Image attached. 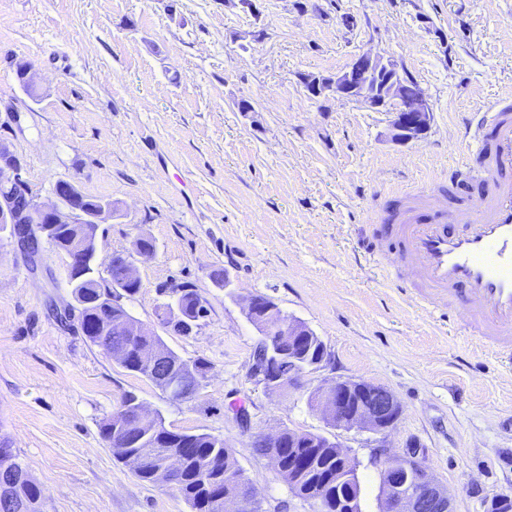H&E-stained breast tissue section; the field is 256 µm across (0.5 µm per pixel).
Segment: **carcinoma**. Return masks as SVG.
Instances as JSON below:
<instances>
[{"label": "carcinoma", "instance_id": "carcinoma-1", "mask_svg": "<svg viewBox=\"0 0 512 512\" xmlns=\"http://www.w3.org/2000/svg\"><path fill=\"white\" fill-rule=\"evenodd\" d=\"M83 273L76 291L82 290L98 295L105 291V286L120 283L121 266L112 262L107 266L108 277L101 276L93 261L84 266H76L71 275ZM183 313L190 319H200V312L206 310L198 291L192 286H179ZM120 318H130L122 308L93 305L83 312L80 321L82 332L94 345L122 356L121 366L136 372L160 388H165L166 381L156 379L144 366L143 352L152 348L167 352V371L186 374L207 373L208 364L203 360L186 361L168 348L161 337L154 336H111L110 324ZM100 434L108 443L114 455L121 460L138 456L145 448L153 449L151 464L134 470L143 482H160V471L176 464L179 481L175 487L191 508V512H219L217 499L223 495L226 480L240 474L233 452L224 444V440L207 433L177 432L168 429L163 419L154 415L142 420L134 407H129L122 425H117L111 417L100 425ZM313 475L306 480L297 479V475L288 472V449L282 451L281 476L285 482L294 483L293 489L301 496L321 498L328 512H336V502L351 505L350 512H360V485L356 476V467H346L336 458V449L318 448L312 454ZM21 465L17 455L7 440H0V476H8L12 470ZM342 471V482L336 483V471ZM13 496L20 505V512H43V496L40 486L25 476L13 487Z\"/></svg>", "mask_w": 512, "mask_h": 512}]
</instances>
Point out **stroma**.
Returning a JSON list of instances; mask_svg holds the SVG:
<instances>
[{"label":"stroma","instance_id":"1","mask_svg":"<svg viewBox=\"0 0 512 512\" xmlns=\"http://www.w3.org/2000/svg\"><path fill=\"white\" fill-rule=\"evenodd\" d=\"M0 0V142L32 190L58 181L112 201L100 262L132 259L128 314L208 379L176 401L93 345L78 321L65 254L30 260L0 229V436L40 485L44 512H191L169 484L140 481L99 431L125 394L166 427L231 448L262 512H317L252 446L287 428L341 443L357 462L360 512H380L375 436L332 427L308 398L334 380L390 389L402 415L388 442L417 440L455 512L512 494V363L484 354L461 320L399 298L372 251L369 212L400 204L462 160L465 121L512 90V0ZM394 59L424 90L428 132L390 137L391 113L310 96L300 77L335 74L364 51ZM37 74L35 92L16 76ZM249 100L253 111L237 109ZM148 237L156 253L137 254ZM231 285L217 286L215 269ZM188 283L208 313L187 335L164 323L166 291ZM305 323L328 358L285 392L250 375L258 332L246 299ZM248 411L241 423L237 407Z\"/></svg>","mask_w":512,"mask_h":512}]
</instances>
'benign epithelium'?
I'll use <instances>...</instances> for the list:
<instances>
[{"label": "benign epithelium", "instance_id": "7a95c632", "mask_svg": "<svg viewBox=\"0 0 512 512\" xmlns=\"http://www.w3.org/2000/svg\"><path fill=\"white\" fill-rule=\"evenodd\" d=\"M411 80L401 74L397 64L381 55L366 51L359 55L345 70L317 91V96L341 97L360 102L365 106L387 110L394 114L391 121L392 136L398 142L419 138L430 127L432 109L423 91L415 88L412 97L404 96V89ZM0 186L17 188L26 206L17 211L15 197L0 196V224L11 227L12 236L20 245L32 250L36 242L32 236L35 225H64L70 230L71 239L66 256L69 265L96 254L91 247L89 224H106L112 219V207L102 204L91 214L85 213L78 203L75 184L60 182L56 186V201L44 203L29 186L24 166L10 149L0 143ZM245 314L256 328L260 339L252 353L251 377L272 392H278L286 384L302 374L319 368L327 360V348L314 360H302L291 355L297 337L306 331L305 325L283 314L277 305L263 296L246 300ZM111 332L123 336H145L144 328L131 321H120ZM288 342V361L293 368L288 377L276 369L281 352L277 345ZM187 380H175L171 391L175 399L185 401L194 398L202 388L198 381L186 386ZM312 405L318 408L328 423L338 429L368 431L379 436L373 464L379 467L387 491L382 501V512H454L448 490L434 477L420 456V444L409 440L403 449L394 451L387 444V437L396 427L402 415L397 397L386 387L362 380H336L313 394ZM282 431L259 436L265 457L275 470H280V441ZM317 443L303 441V436L288 432V470L304 476L308 472L309 456L299 452L301 448H315ZM223 512H244L253 508L251 494L243 482H230L219 500Z\"/></svg>", "mask_w": 512, "mask_h": 512}]
</instances>
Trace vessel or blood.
<instances>
[{
	"instance_id": "obj_1",
	"label": "vessel or blood",
	"mask_w": 512,
	"mask_h": 512,
	"mask_svg": "<svg viewBox=\"0 0 512 512\" xmlns=\"http://www.w3.org/2000/svg\"><path fill=\"white\" fill-rule=\"evenodd\" d=\"M464 137L468 151L448 180L475 179L476 198H451L438 184L404 189L397 245L411 276L393 283L417 290L429 311L463 308L478 346L500 353L512 348V96L489 103Z\"/></svg>"
}]
</instances>
